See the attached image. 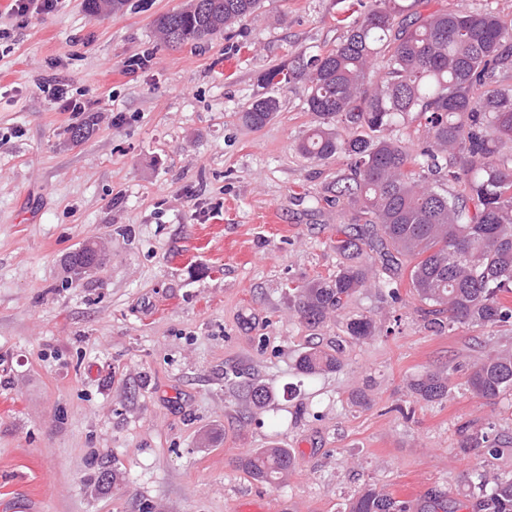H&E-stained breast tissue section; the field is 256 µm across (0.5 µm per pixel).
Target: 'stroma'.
Wrapping results in <instances>:
<instances>
[{
	"mask_svg": "<svg viewBox=\"0 0 512 512\" xmlns=\"http://www.w3.org/2000/svg\"><path fill=\"white\" fill-rule=\"evenodd\" d=\"M184 3L20 17L0 0V512H344L368 484L420 507L512 475V393L466 384L489 349H512V326L438 329L404 269L386 275L399 301L363 290L316 329L288 300L342 262L355 213L331 187L350 164L297 154L304 87L260 76L334 48L361 0H265L227 34L167 46L154 21ZM136 54L145 66L127 70ZM55 85L91 110L63 111ZM267 95L278 112L246 126ZM88 240L105 263L72 279L62 259ZM362 314L387 333L352 341ZM313 343L340 346L341 370L300 375ZM446 368L443 399L411 396L412 378ZM253 382L270 406L250 403ZM464 429L491 430L498 456L460 454ZM272 444L295 459L277 488L239 464ZM105 468L118 481L100 491ZM279 108V101L272 95L253 100L242 112L241 119L254 129L265 126Z\"/></svg>",
	"mask_w": 512,
	"mask_h": 512,
	"instance_id": "35a3bbf8",
	"label": "stroma"
}]
</instances>
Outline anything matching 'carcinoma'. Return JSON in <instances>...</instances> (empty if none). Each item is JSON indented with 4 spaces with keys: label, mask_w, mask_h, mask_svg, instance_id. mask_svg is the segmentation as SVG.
<instances>
[{
    "label": "carcinoma",
    "mask_w": 512,
    "mask_h": 512,
    "mask_svg": "<svg viewBox=\"0 0 512 512\" xmlns=\"http://www.w3.org/2000/svg\"><path fill=\"white\" fill-rule=\"evenodd\" d=\"M125 0H85L91 16L117 13ZM420 0H368L344 40L322 54L297 53L260 76L266 85L290 82L307 87L306 109L315 125L296 151L311 160L344 154L351 174L334 184L336 201L371 216L358 239L385 265L396 257L409 266L410 287L440 328L512 325V25L491 7L481 11H415ZM263 0H188L161 16L156 33L169 46L195 44L254 15ZM380 64L381 75L371 78ZM279 108L272 95L253 100L241 119L265 126ZM424 126L420 150L406 151L391 137L405 120ZM458 186L447 194L435 175ZM348 263L336 272L294 288L299 317L317 327L341 311L364 288L380 283V270L358 260L353 239L339 240ZM105 260L100 247L85 242L63 258L70 277L80 279ZM381 331L367 315L348 319L346 332L365 343ZM340 349L310 347L296 369L303 376L336 372ZM451 372H426L410 382L411 393L433 402L448 393ZM471 390L492 399L512 392V352H496L474 363ZM249 399L265 407L274 395L248 385ZM481 446L498 455L496 439L465 435L460 450ZM252 477L276 486L294 469L286 448H257L240 460ZM471 512H512V477H483L472 495ZM413 504L371 485L352 497L345 512H412Z\"/></svg>",
    "instance_id": "carcinoma-1"
}]
</instances>
